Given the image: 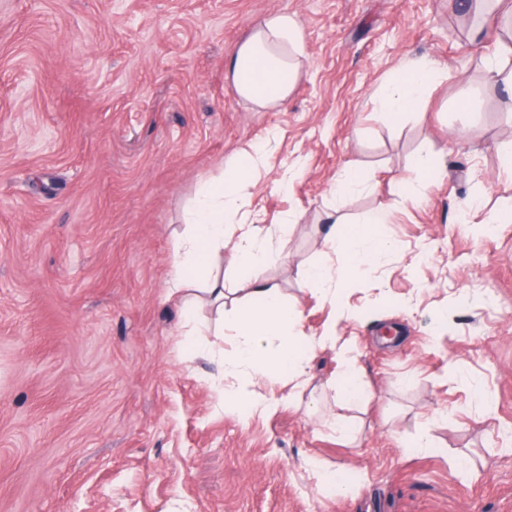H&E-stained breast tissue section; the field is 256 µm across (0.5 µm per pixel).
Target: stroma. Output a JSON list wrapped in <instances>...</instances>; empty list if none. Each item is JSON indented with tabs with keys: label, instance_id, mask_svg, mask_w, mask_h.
<instances>
[{
	"label": "stroma",
	"instance_id": "1",
	"mask_svg": "<svg viewBox=\"0 0 512 512\" xmlns=\"http://www.w3.org/2000/svg\"><path fill=\"white\" fill-rule=\"evenodd\" d=\"M274 11L305 50L261 110L224 58ZM511 37L448 0H0V512H512V223L486 228L512 206V87L486 81ZM427 59L443 77L391 123L381 88ZM256 148L257 275L317 348L244 423L167 282L197 184ZM421 153L444 168L422 195ZM353 165L367 188L334 197ZM377 210L393 250L342 270L324 239ZM344 355L368 398L337 399ZM332 280L329 268L325 266H312L305 270L303 274V284L306 288H314L328 295L331 288H326ZM312 474L320 484L327 486L336 495L345 496L351 492V484L337 471H324L313 464Z\"/></svg>",
	"mask_w": 512,
	"mask_h": 512
}]
</instances>
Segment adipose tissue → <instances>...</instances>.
<instances>
[{
	"label": "adipose tissue",
	"instance_id": "ef3b65f1",
	"mask_svg": "<svg viewBox=\"0 0 512 512\" xmlns=\"http://www.w3.org/2000/svg\"><path fill=\"white\" fill-rule=\"evenodd\" d=\"M303 53L304 33L296 19L274 12L256 22L251 36L231 51L224 67L241 98L273 108L291 94L297 78L296 61ZM441 76V67L433 60L401 66L382 95L388 119L398 122L421 103ZM258 163V157H250L247 165L202 182L186 213V234L176 248L168 282L169 288L181 290L199 280L202 293L216 308H223L224 282L219 273L224 266V239L231 227H238L233 260L251 306L239 311L232 323L238 337L235 351L220 355L217 363L225 378L238 385L236 391L225 393L224 404L245 419L274 407L272 401L251 392L250 384L281 373L301 381L310 361L296 341L279 343L274 349L269 346L295 322L296 315L281 302L277 289L255 277V270L268 257L266 242L250 224L237 219L236 200L251 185ZM333 247L344 268L371 269L391 243L372 231L354 229L339 236Z\"/></svg>",
	"mask_w": 512,
	"mask_h": 512
}]
</instances>
